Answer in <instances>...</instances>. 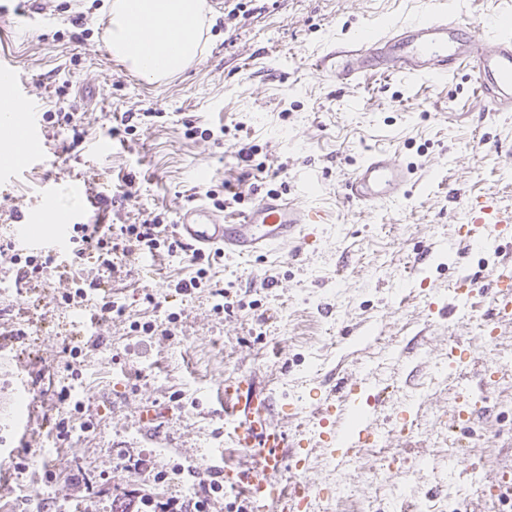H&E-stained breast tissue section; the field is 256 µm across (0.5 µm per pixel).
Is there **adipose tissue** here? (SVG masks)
Returning a JSON list of instances; mask_svg holds the SVG:
<instances>
[{
	"mask_svg": "<svg viewBox=\"0 0 512 512\" xmlns=\"http://www.w3.org/2000/svg\"><path fill=\"white\" fill-rule=\"evenodd\" d=\"M204 0H112L109 50L141 76L183 70L200 50Z\"/></svg>",
	"mask_w": 512,
	"mask_h": 512,
	"instance_id": "ef3b65f1",
	"label": "adipose tissue"
}]
</instances>
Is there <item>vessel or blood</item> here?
Returning <instances> with one entry per match:
<instances>
[{
	"instance_id": "obj_1",
	"label": "vessel or blood",
	"mask_w": 512,
	"mask_h": 512,
	"mask_svg": "<svg viewBox=\"0 0 512 512\" xmlns=\"http://www.w3.org/2000/svg\"><path fill=\"white\" fill-rule=\"evenodd\" d=\"M319 72L344 85H356L369 74L402 75L444 82L456 71L468 72L478 101L486 112H512V23L496 16L483 17L470 26L448 15L423 11L406 21L394 23L380 34L360 36L337 43L334 50L316 62ZM22 82L9 60L0 61V99L21 104L20 113L0 119V132L9 134L23 128L26 136L41 132L43 118L21 90ZM416 185L412 166L388 150L366 155L342 184L347 200L368 210L411 196ZM469 225L459 238L460 250L481 246L484 225H496L499 236L512 238V212H502L493 197L471 204ZM75 212L48 215V225L21 235L25 247L50 250L71 232ZM322 210L302 205L279 194L256 198L245 210L228 216L203 205L183 207L173 236L199 252L222 249L226 256L246 258L303 239L308 226L323 224ZM486 288L494 316L512 317V258L501 261L489 274L487 283L467 277L454 293L467 302L477 288ZM355 383H341L337 393L327 395L316 410L321 426L317 445L336 453L337 467L350 462L340 452L344 438L339 426L341 402L356 391ZM224 414L236 421L232 436L250 463L225 469L232 485L245 490L252 503L271 504L274 512H309L312 492L296 480H284L286 468L304 471L310 451L302 443H289L286 432L276 425L268 401L257 393L251 377L244 376L224 385Z\"/></svg>"
}]
</instances>
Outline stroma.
<instances>
[{
	"mask_svg": "<svg viewBox=\"0 0 512 512\" xmlns=\"http://www.w3.org/2000/svg\"><path fill=\"white\" fill-rule=\"evenodd\" d=\"M111 3L0 0V53L27 82L54 148L0 182V239L84 193L106 223L156 212L174 224L187 201L207 203V190L224 182L253 198L277 189L332 221L312 245L214 263L220 314L209 289L171 291L192 273L178 254L143 255L131 274L109 278L71 256L65 275L23 285L0 260V478L10 488L0 512H35L42 498L51 512H121L141 496L164 512L171 499L203 493L206 480L223 484L212 512L244 504L222 473L245 457L232 445L220 392L244 374L256 378L273 420L305 440L318 429V401L338 380L358 384L343 427L356 430L371 414L375 441L344 470L314 449L304 474L314 512H420L426 503L512 512L479 495L512 467V321L487 343L488 298L453 297L460 275L487 278L496 247L459 256L451 248L473 200L491 195L512 211V112H480L463 72L441 83L370 75L352 87L313 69L336 40L406 19L424 0H251L232 20L214 5L195 60L155 82L107 53ZM91 86L97 97L87 104L81 93ZM150 106L161 116L143 117ZM126 112L133 130L123 136L116 129ZM246 145L275 179L247 175L237 158ZM373 148L416 168L419 184L408 199L367 212L340 186ZM56 181L66 185L59 199L50 193ZM102 278L106 291L59 304L73 283ZM106 296L123 315L87 320ZM453 341L466 366L451 363ZM21 370L41 382L19 389ZM64 387L85 410L60 440L53 425ZM464 391L478 413L460 428L451 411ZM381 464L396 472L382 490L369 476Z\"/></svg>",
	"mask_w": 512,
	"mask_h": 512,
	"instance_id": "1",
	"label": "stroma"
}]
</instances>
